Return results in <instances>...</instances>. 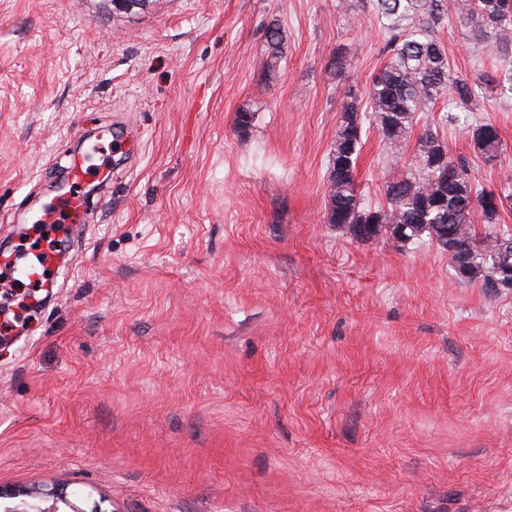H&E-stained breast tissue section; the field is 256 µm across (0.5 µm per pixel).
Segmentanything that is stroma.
<instances>
[{"label":"stroma","instance_id":"35a3bbf8","mask_svg":"<svg viewBox=\"0 0 512 512\" xmlns=\"http://www.w3.org/2000/svg\"><path fill=\"white\" fill-rule=\"evenodd\" d=\"M440 36L464 78L501 65L456 20ZM385 38L340 0H0V242L75 149L112 171L27 333L0 343L1 487L63 484L104 512H512V288L327 222L341 106ZM470 118L497 126L499 165L452 123L449 153L512 195V99ZM415 150L368 132L366 204Z\"/></svg>","mask_w":512,"mask_h":512}]
</instances>
